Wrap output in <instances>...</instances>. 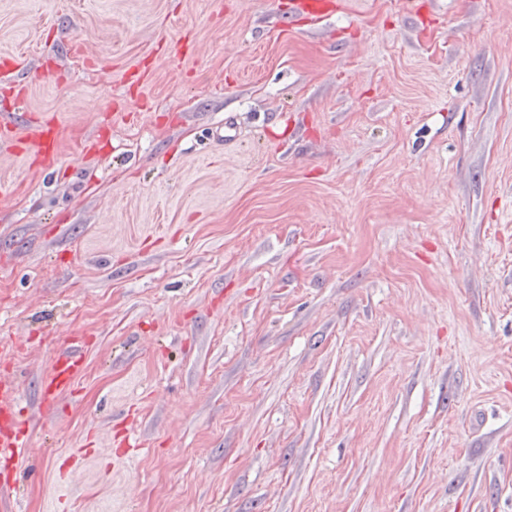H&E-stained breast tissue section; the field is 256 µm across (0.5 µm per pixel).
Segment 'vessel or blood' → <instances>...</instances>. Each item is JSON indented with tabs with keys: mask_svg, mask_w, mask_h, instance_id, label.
Here are the masks:
<instances>
[{
	"mask_svg": "<svg viewBox=\"0 0 512 512\" xmlns=\"http://www.w3.org/2000/svg\"><path fill=\"white\" fill-rule=\"evenodd\" d=\"M335 10L331 0H288V19L303 17L319 23ZM25 88L15 93L17 105L12 121H0V142L21 148L46 169L66 173L50 136L49 120L25 111L22 101ZM85 371L84 343L74 336L57 348L49 369L40 381V398L44 415H51L56 400L74 390ZM32 448L30 432L22 418L17 390L11 380L0 378V512H16V469L28 460Z\"/></svg>",
	"mask_w": 512,
	"mask_h": 512,
	"instance_id": "vessel-or-blood-1",
	"label": "vessel or blood"
}]
</instances>
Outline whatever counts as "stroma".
<instances>
[{
	"mask_svg": "<svg viewBox=\"0 0 512 512\" xmlns=\"http://www.w3.org/2000/svg\"><path fill=\"white\" fill-rule=\"evenodd\" d=\"M273 2L0 0L77 170L0 149L20 512H512V0ZM288 30L295 26L298 17H304L313 24H317L331 13L335 6L324 0H289L288 1ZM84 371L83 340L79 336H72L70 340L63 343V346L56 349L49 369L41 378L40 398L44 415H52L56 400L75 389Z\"/></svg>",
	"mask_w": 512,
	"mask_h": 512,
	"instance_id": "obj_1",
	"label": "stroma"
}]
</instances>
